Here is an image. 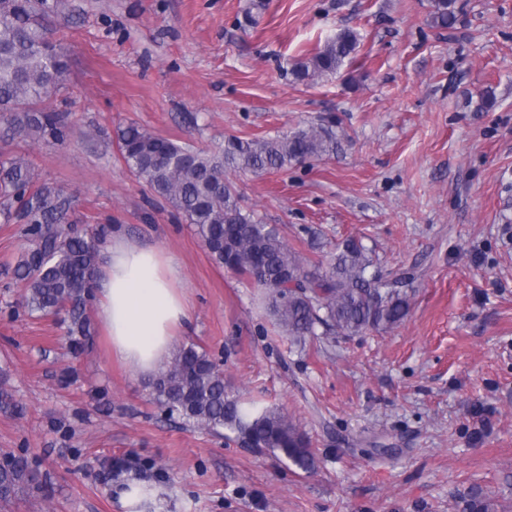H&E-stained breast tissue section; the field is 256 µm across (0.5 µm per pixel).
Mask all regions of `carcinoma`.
Here are the masks:
<instances>
[{
    "instance_id": "carcinoma-1",
    "label": "carcinoma",
    "mask_w": 512,
    "mask_h": 512,
    "mask_svg": "<svg viewBox=\"0 0 512 512\" xmlns=\"http://www.w3.org/2000/svg\"><path fill=\"white\" fill-rule=\"evenodd\" d=\"M56 0H0V115L12 139L34 137L52 145L67 143L71 126L63 114L42 104L57 93L67 60L50 38L49 19ZM431 19L440 29L456 23V0H430ZM359 47L347 29L327 39L292 70L294 79L313 82L352 61ZM117 143L127 167L193 226L210 258L262 290L267 310L295 342L320 334L354 336L387 330L409 312L408 290L414 272L386 278L374 270L372 250L349 238L327 262H312L285 241L279 227L255 219L241 204L230 175L286 170L336 152V125L311 124L261 138L229 136L214 149H194L158 136L136 124L118 130ZM38 174L23 156L0 155V218L24 221L28 243L14 268L24 282L21 305L29 313L60 318L66 348L88 350L94 329L90 309L96 301L103 226L83 229L68 218L69 201L59 190L36 185ZM153 403L167 416L217 435L260 448L304 473L318 465L302 430L279 409L229 395L224 372L198 344L187 342L172 363L150 384ZM0 411L21 415L23 404L0 385ZM43 490L28 455L0 452V512L23 493ZM475 490L464 512H490Z\"/></svg>"
}]
</instances>
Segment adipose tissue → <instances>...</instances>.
Instances as JSON below:
<instances>
[{"mask_svg":"<svg viewBox=\"0 0 512 512\" xmlns=\"http://www.w3.org/2000/svg\"><path fill=\"white\" fill-rule=\"evenodd\" d=\"M103 256L97 318L112 353L138 374L157 375L169 363L176 331L190 322L189 306L173 284L175 261L118 235Z\"/></svg>","mask_w":512,"mask_h":512,"instance_id":"obj_1","label":"adipose tissue"}]
</instances>
